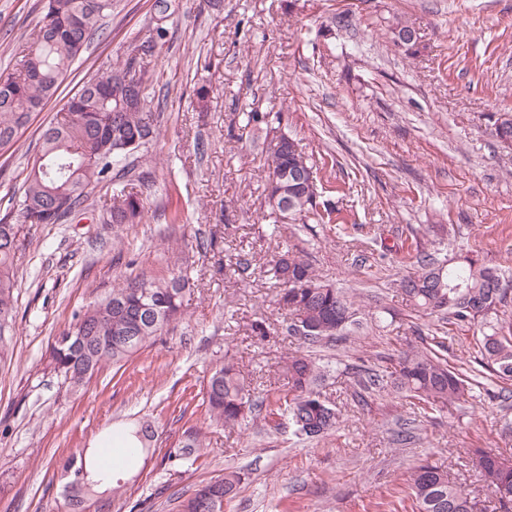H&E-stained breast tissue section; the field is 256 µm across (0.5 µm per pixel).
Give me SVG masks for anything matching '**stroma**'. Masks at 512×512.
I'll use <instances>...</instances> for the list:
<instances>
[{
    "instance_id": "stroma-1",
    "label": "stroma",
    "mask_w": 512,
    "mask_h": 512,
    "mask_svg": "<svg viewBox=\"0 0 512 512\" xmlns=\"http://www.w3.org/2000/svg\"><path fill=\"white\" fill-rule=\"evenodd\" d=\"M154 0H114L112 14L35 113L0 151V216L19 201L42 131L84 81L119 61ZM172 38L151 63L160 100L159 140L143 157L138 190L156 216L106 224L111 191L64 224H29L15 260L22 283L16 333L0 354V512H67L61 468L97 457L112 433L150 420L148 457L124 471L112 512H174L173 494L237 470L224 512H414L409 475L426 460L468 494L473 512L499 504L473 462L480 448L512 459V380L480 374L477 325L418 317L396 279L413 273L416 249L441 258L474 252L512 278V147L494 121L512 113V0H178ZM40 0H0V71L40 16ZM417 35L397 45L395 23ZM207 87V111L194 88ZM281 113L244 125L242 112ZM288 133L311 158L329 222L291 221L271 233L259 214L268 151ZM179 223H168L171 213ZM292 249L323 281L351 288L366 331L306 348L288 335L271 262ZM253 272H228L235 255ZM184 271V315L123 368L104 363L87 387L55 372L49 349L74 314L140 276ZM268 336L258 340L250 326ZM444 337L449 365L480 375V397L423 412L411 398H355L354 367H375L415 343V329ZM311 351L323 393L341 412L317 442L257 416L215 427L204 376L235 363L253 396H276L288 353ZM205 446L171 467L165 453L188 427ZM409 427L412 437L398 441Z\"/></svg>"
}]
</instances>
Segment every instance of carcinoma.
<instances>
[{
    "instance_id": "cac0c4a2",
    "label": "carcinoma",
    "mask_w": 512,
    "mask_h": 512,
    "mask_svg": "<svg viewBox=\"0 0 512 512\" xmlns=\"http://www.w3.org/2000/svg\"><path fill=\"white\" fill-rule=\"evenodd\" d=\"M176 0H154L148 22L129 42L122 59L84 83L67 106L66 114L41 134L40 151L22 186L16 214L0 218V349L14 332L15 304L21 288L14 272V258L26 224H64L71 214L89 206L94 188L112 186V203L103 207L105 224H139L148 210L136 184L143 179L135 162L160 137L147 93L153 74L150 64L158 50L170 40V22ZM112 14V0H42L41 16L27 35L26 46L15 69L0 76V148L14 144L32 114L43 110L58 91L63 77L94 40L102 22ZM499 142L512 144V114L503 113L495 122ZM261 207L274 217L272 231L282 219H322L319 182L308 155L286 133L267 158ZM419 270L397 280V287L420 317L443 315L457 323L482 321L489 332L477 344L479 366L500 378H512V335L501 334L490 317L512 293V282L484 265L474 255L439 262L419 250ZM273 277L279 285V305L289 319L287 331L308 344L343 340L360 327L358 310L348 292L319 280L307 258L286 251L274 261ZM188 279L174 274L167 280L136 278L105 299L75 314L72 340L53 345L51 364L74 388L85 386L103 363H127L140 350L164 334L180 313ZM100 336L112 337V345L101 348ZM423 349L401 352L394 369H362L359 384L367 393L407 394L431 410L444 408L468 395L475 378L448 365L444 342ZM287 380L283 402L271 407L255 402L235 365L217 363L204 386L209 420L216 426H235L246 421L256 408L266 417L287 421L299 439L318 441L339 424V410L318 389L321 367L310 354H288L282 361ZM135 439L123 464L132 465L149 451L154 427L142 421L130 430ZM204 447L199 430L190 427L165 454L169 465H183ZM477 466L492 488L503 512H512V466L499 457L482 454ZM87 480H79L80 472ZM65 498L69 512H85L94 498L98 512H112L121 492L114 474H101L83 454L68 457L63 464ZM241 475L230 471L224 477L198 486L187 498L176 497V512H224V500L235 493ZM409 486L417 512H472L467 495L448 481V474L428 462L415 466Z\"/></svg>"
}]
</instances>
